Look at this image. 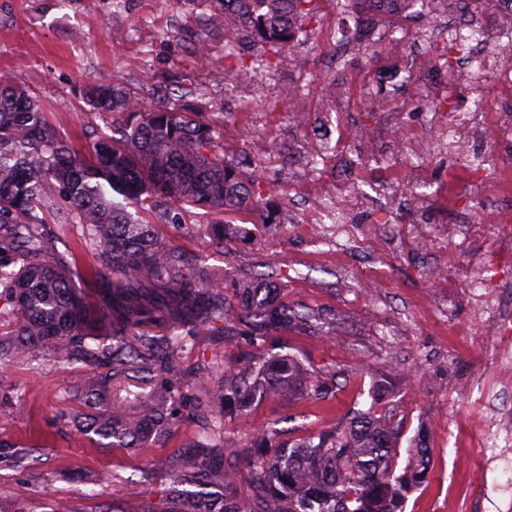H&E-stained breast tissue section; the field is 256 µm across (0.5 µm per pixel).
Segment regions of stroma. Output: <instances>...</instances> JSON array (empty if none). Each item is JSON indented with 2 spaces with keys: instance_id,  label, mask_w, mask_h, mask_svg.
Listing matches in <instances>:
<instances>
[{
  "instance_id": "stroma-1",
  "label": "stroma",
  "mask_w": 512,
  "mask_h": 512,
  "mask_svg": "<svg viewBox=\"0 0 512 512\" xmlns=\"http://www.w3.org/2000/svg\"><path fill=\"white\" fill-rule=\"evenodd\" d=\"M316 7V21L285 49L240 38V55L277 59L267 76L225 74L224 28L211 22L210 0H0V83L23 82L81 151L108 122L85 104L87 84L119 81L146 98L186 94L223 131L226 160L262 168L266 202L225 214L236 234L223 250L195 232L209 218L189 206L187 231L171 240L192 262L223 276L226 295L242 279L267 283L289 307L321 318L319 329L300 325L272 335L260 351L291 355L314 378L335 375L336 386L324 398L257 402L244 421L225 425L232 446H245L273 424L281 441L294 443L372 410L399 433L397 466L405 465L419 430L432 432L427 478L408 495L405 512H512V464L486 469L480 440L482 416L493 405L512 404V369L484 370L493 342L471 330L468 258L455 259V284H430L427 268L444 251L419 252L407 232L413 209L399 207L387 223L378 221L377 191L391 184L386 125L421 122L428 105L447 98L448 75L431 60L411 68L412 41L390 37L386 14L365 29L343 67L326 68L330 29L347 17L363 22L365 14H341L336 0H317ZM200 42L210 48L204 63L194 54ZM387 68L409 69L418 92H391L388 112L368 111ZM328 126L339 129L337 147L315 172L302 159L316 146V130ZM342 174L366 191L356 227L375 223L388 247L375 251L359 239L340 246L327 225L315 223L312 205ZM249 349L242 336L206 335L181 364L188 371L216 360L229 364ZM81 377V364L51 359L0 370V442L41 454L37 475L0 470V503L11 512H47L53 497L66 499L73 512L157 500L161 476L143 481L138 472L196 433L186 419L173 436L138 452L98 447L59 418L81 412L74 397ZM378 380L388 389L376 402Z\"/></svg>"
}]
</instances>
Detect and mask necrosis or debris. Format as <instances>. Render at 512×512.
<instances>
[{"label":"necrosis or debris","mask_w":512,"mask_h":512,"mask_svg":"<svg viewBox=\"0 0 512 512\" xmlns=\"http://www.w3.org/2000/svg\"><path fill=\"white\" fill-rule=\"evenodd\" d=\"M493 11L501 19L494 30L487 28L482 15L473 13L463 20L452 18L441 26L423 25L418 29V46L423 52L441 36H465L456 69L466 75L473 91L469 110L453 115L431 113L414 133L396 123L388 129L396 162L412 157V141L430 146L446 140L451 144L449 154L460 169L475 173L481 184V199L466 202L457 196L452 201L456 216L448 224V257L428 269L429 276L437 282L447 281L452 258L480 235L482 224L473 221V211L482 212L483 224L512 223V160L492 150L497 143L512 144V0H494ZM358 203L350 180L338 178L332 199L322 202L317 211V221L333 223L337 236L350 237ZM475 264L478 273L466 283L471 293L473 323L477 331L494 336L500 351L512 353V305H492L487 301L497 268L512 266V236L501 238L494 252L482 253Z\"/></svg>","instance_id":"necrosis-or-debris-1"}]
</instances>
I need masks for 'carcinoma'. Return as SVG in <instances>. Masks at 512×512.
Returning <instances> with one entry per match:
<instances>
[{
	"mask_svg": "<svg viewBox=\"0 0 512 512\" xmlns=\"http://www.w3.org/2000/svg\"><path fill=\"white\" fill-rule=\"evenodd\" d=\"M212 20L224 25V73L271 72L259 54L247 61L234 42L247 35L283 48L316 18L315 0H212ZM462 50L451 39L438 59L449 72ZM83 98L112 118L89 153L74 150L60 127L22 83L0 84V297L12 329L0 333V368L46 357L85 365L77 397L86 407L79 432L102 448L141 450L179 426L170 404L191 393L195 438L156 465L165 481L157 503L126 512H404L406 495L428 473L430 448L415 440L413 459L396 473L395 431L358 414L295 443H277L269 428L247 448L224 441L223 420L244 417L258 399L321 398L326 383L309 381L295 359L248 358L188 372L179 364L199 336L230 323L251 336L283 331L301 315L252 282L224 295V281L191 267L158 224L175 207L220 217L208 225L224 250L229 211L263 200V178L224 158L221 133L199 112L121 83L88 84ZM82 229L97 254L101 290L90 300L77 281L76 260L55 254L58 241ZM157 378L160 386L128 410L121 383ZM31 450L0 448V467L27 469Z\"/></svg>",
	"mask_w": 512,
	"mask_h": 512,
	"instance_id": "cac0c4a2",
	"label": "carcinoma"
}]
</instances>
